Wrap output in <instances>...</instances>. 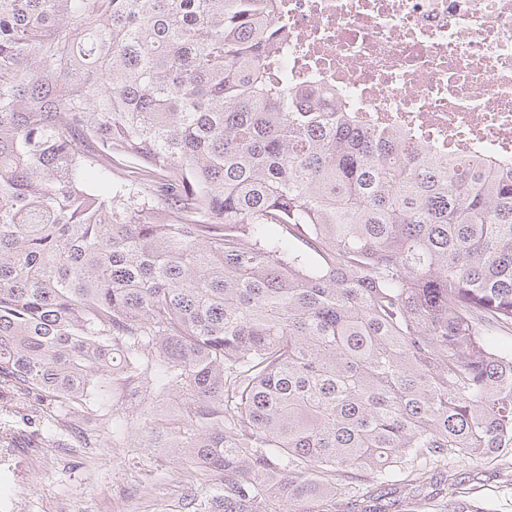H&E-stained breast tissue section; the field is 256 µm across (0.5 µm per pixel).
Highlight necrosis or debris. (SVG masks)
Instances as JSON below:
<instances>
[{"label":"necrosis or debris","instance_id":"necrosis-or-debris-1","mask_svg":"<svg viewBox=\"0 0 512 512\" xmlns=\"http://www.w3.org/2000/svg\"><path fill=\"white\" fill-rule=\"evenodd\" d=\"M301 75L440 156L512 164V0H277ZM0 430V512H25Z\"/></svg>","mask_w":512,"mask_h":512}]
</instances>
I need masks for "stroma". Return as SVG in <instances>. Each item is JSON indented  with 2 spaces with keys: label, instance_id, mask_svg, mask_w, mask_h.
Listing matches in <instances>:
<instances>
[{
  "label": "stroma",
  "instance_id": "stroma-1",
  "mask_svg": "<svg viewBox=\"0 0 512 512\" xmlns=\"http://www.w3.org/2000/svg\"><path fill=\"white\" fill-rule=\"evenodd\" d=\"M95 424L85 427L84 444L68 455L57 454L54 437L42 427L43 404L24 395L9 418L24 440L41 447L40 456L25 460L22 491L29 512H184L189 486L209 488L214 476L186 469L161 448L146 447L141 437L112 439L111 399H92ZM449 469L466 475L460 498L475 512H512V452L506 459L449 461Z\"/></svg>",
  "mask_w": 512,
  "mask_h": 512
}]
</instances>
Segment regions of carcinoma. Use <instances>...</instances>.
Masks as SVG:
<instances>
[{
    "mask_svg": "<svg viewBox=\"0 0 512 512\" xmlns=\"http://www.w3.org/2000/svg\"><path fill=\"white\" fill-rule=\"evenodd\" d=\"M276 9L0 0V404L112 393L219 476L188 512H398L395 470L512 448V169L301 86ZM187 406L184 398L161 397L150 402L149 406L142 410V417L151 420H165L177 418L182 415Z\"/></svg>",
    "mask_w": 512,
    "mask_h": 512,
    "instance_id": "cac0c4a2",
    "label": "carcinoma"
}]
</instances>
